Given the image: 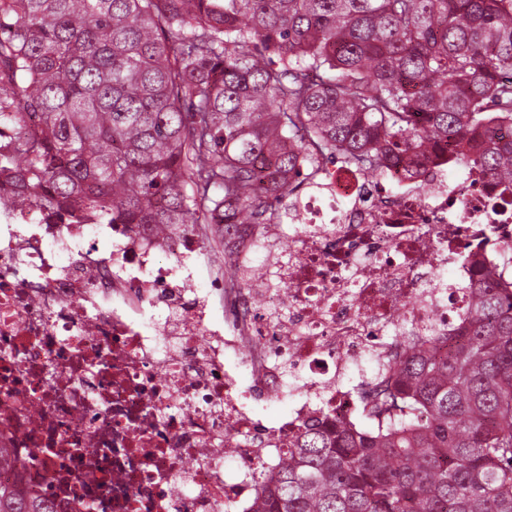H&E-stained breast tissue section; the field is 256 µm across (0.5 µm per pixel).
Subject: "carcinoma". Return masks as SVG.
<instances>
[{
	"label": "carcinoma",
	"mask_w": 512,
	"mask_h": 512,
	"mask_svg": "<svg viewBox=\"0 0 512 512\" xmlns=\"http://www.w3.org/2000/svg\"><path fill=\"white\" fill-rule=\"evenodd\" d=\"M504 121L512 0H0L3 203L70 224L232 238L328 163L437 150L512 191ZM469 297L448 356L409 339L367 424L303 423L247 512H512V276Z\"/></svg>",
	"instance_id": "obj_1"
}]
</instances>
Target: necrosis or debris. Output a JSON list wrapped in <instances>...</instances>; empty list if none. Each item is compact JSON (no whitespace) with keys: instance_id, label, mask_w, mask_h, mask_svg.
<instances>
[{"instance_id":"1","label":"necrosis or debris","mask_w":512,"mask_h":512,"mask_svg":"<svg viewBox=\"0 0 512 512\" xmlns=\"http://www.w3.org/2000/svg\"><path fill=\"white\" fill-rule=\"evenodd\" d=\"M388 180L398 192L333 167L289 226H244L226 253L281 283L260 292L198 288L218 224L144 234L0 209V485L53 512L251 506L307 418L357 421L354 369L454 332L464 285L500 270L488 242L512 239V194L443 158ZM253 395L295 406L265 421Z\"/></svg>"}]
</instances>
